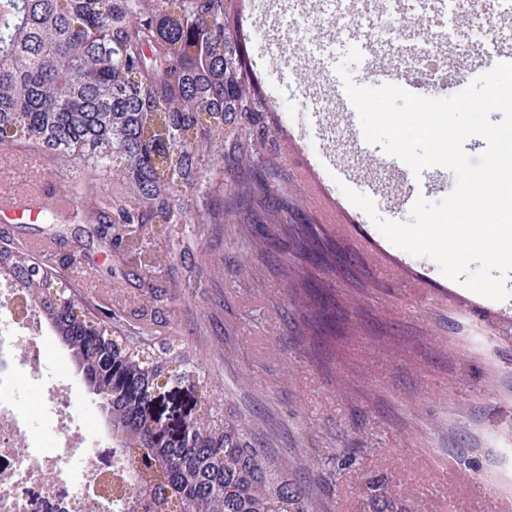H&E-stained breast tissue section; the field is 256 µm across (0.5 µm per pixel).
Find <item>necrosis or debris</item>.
I'll list each match as a JSON object with an SVG mask.
<instances>
[{"instance_id": "necrosis-or-debris-1", "label": "necrosis or debris", "mask_w": 512, "mask_h": 512, "mask_svg": "<svg viewBox=\"0 0 512 512\" xmlns=\"http://www.w3.org/2000/svg\"><path fill=\"white\" fill-rule=\"evenodd\" d=\"M53 334L29 297L0 288V512H29L22 490L37 484L45 496L69 492L68 512H113L114 489L123 472L104 474L96 463L109 428L88 431L75 406L72 381L53 373L44 344ZM26 373L38 394L36 406L16 395L14 380Z\"/></svg>"}]
</instances>
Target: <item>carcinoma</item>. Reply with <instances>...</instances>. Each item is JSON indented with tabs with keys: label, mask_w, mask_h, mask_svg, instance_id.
I'll use <instances>...</instances> for the list:
<instances>
[{
	"label": "carcinoma",
	"mask_w": 512,
	"mask_h": 512,
	"mask_svg": "<svg viewBox=\"0 0 512 512\" xmlns=\"http://www.w3.org/2000/svg\"><path fill=\"white\" fill-rule=\"evenodd\" d=\"M239 94H224V71ZM248 73L224 0H0V144L34 140L76 180L114 171L127 185L119 224H222L224 207L204 191L213 149L230 170L249 224L276 213L282 198L264 169L242 162L265 142L264 99ZM257 128L245 134L244 128ZM128 262L156 272L169 254L130 238ZM33 296L112 430V453L125 457L130 493L117 512H316L288 471L246 441L245 423L227 419L204 396L188 433L158 437L151 411L162 357L150 356L147 325L117 336L116 315L89 319L73 289L55 280L17 244L0 247V276Z\"/></svg>",
	"instance_id": "1"
}]
</instances>
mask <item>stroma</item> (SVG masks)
<instances>
[{
    "instance_id": "35a3bbf8",
    "label": "stroma",
    "mask_w": 512,
    "mask_h": 512,
    "mask_svg": "<svg viewBox=\"0 0 512 512\" xmlns=\"http://www.w3.org/2000/svg\"><path fill=\"white\" fill-rule=\"evenodd\" d=\"M386 13L392 22L376 53L350 67L355 83L382 69L403 85L404 24L437 25L449 66L471 80L484 74L486 44L474 22L451 10L429 17L422 0H390ZM304 22L288 13L283 29L243 38L255 57L288 42L261 93L295 105L301 124L333 103L343 119L331 136L350 162V187L381 217L407 220L409 208H395L386 192L402 161L390 155L370 164L362 131L346 118L343 79L318 68L324 52L339 58L349 48V11L327 20L316 46ZM36 149L25 140L0 146L8 170L0 193L24 195L38 177L65 201L48 214L0 220V242L52 239V272L65 278L74 267L91 268L94 282L80 287L79 300L94 313L116 311L121 328L140 303L153 306L154 343L175 340L202 377L169 393L171 418L197 416L203 395L220 399L248 424L252 446L287 460L321 512H512V340L468 336L436 293L349 258L345 240L305 206L282 143L268 138L258 163L287 200L289 225L314 239L321 258L293 251L289 237L265 238L256 224H183L167 236L148 233V246L172 255L150 277L125 263L97 216L101 200L121 199V176L78 189L51 168L32 173L22 157ZM370 479L384 483L381 498L368 490Z\"/></svg>"
}]
</instances>
